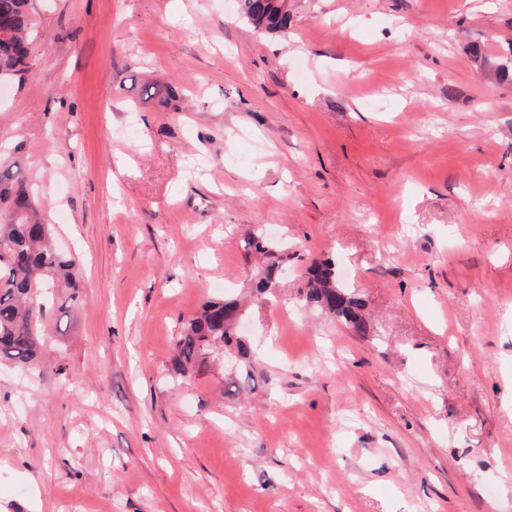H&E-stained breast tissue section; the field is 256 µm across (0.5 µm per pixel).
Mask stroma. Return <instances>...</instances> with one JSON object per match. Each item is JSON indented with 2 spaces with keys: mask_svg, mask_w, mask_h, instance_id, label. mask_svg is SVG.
Instances as JSON below:
<instances>
[{
  "mask_svg": "<svg viewBox=\"0 0 512 512\" xmlns=\"http://www.w3.org/2000/svg\"><path fill=\"white\" fill-rule=\"evenodd\" d=\"M29 0L0 156L80 258L36 368L0 362V512H512V0ZM175 91L167 102L135 89ZM302 254L241 331L265 383L172 375L182 322ZM332 258L366 335L304 306ZM260 0H239L242 19L255 31L264 33L285 32L292 19L291 3L288 0H263L266 6L259 4ZM274 2L276 6H273ZM287 2V3H284ZM470 53L475 62L480 63L500 82H512V43L509 47V55L498 56L493 62L486 56L480 44H472ZM243 250L247 255L255 254L260 262L253 272L251 293L259 300L277 295L281 288V273L288 259L299 254L289 251L288 242L269 240L262 229L250 231L243 240ZM278 289V291H276Z\"/></svg>",
  "mask_w": 512,
  "mask_h": 512,
  "instance_id": "1",
  "label": "stroma"
}]
</instances>
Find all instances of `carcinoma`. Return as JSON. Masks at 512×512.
Masks as SVG:
<instances>
[{"label":"carcinoma","mask_w":512,"mask_h":512,"mask_svg":"<svg viewBox=\"0 0 512 512\" xmlns=\"http://www.w3.org/2000/svg\"><path fill=\"white\" fill-rule=\"evenodd\" d=\"M239 0L242 19L254 30L285 32L292 19L286 0ZM28 0H0V78L25 71L28 33L33 19ZM474 61L501 82H512V46L509 54L490 60L481 45L470 46ZM55 229L40 215L30 196L28 177L16 162H0V361L31 363L50 335L55 315L68 314L82 303L76 273L77 255L56 247ZM246 254L260 262L253 272L251 293L259 300L277 295L281 273L295 256L288 242L269 240L255 229L243 240ZM300 300L330 316L357 334H364V302L359 293L342 284L330 260L308 268ZM243 308L236 298L205 301L181 327L175 340L172 370L186 377L219 354L234 357L236 367L225 381L234 394L255 383L250 345L239 333Z\"/></svg>","instance_id":"carcinoma-1"}]
</instances>
